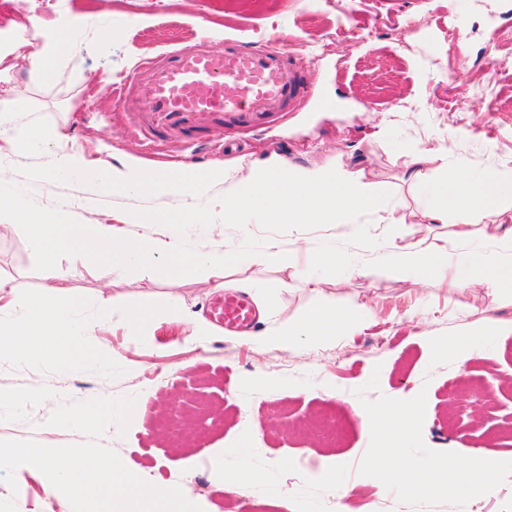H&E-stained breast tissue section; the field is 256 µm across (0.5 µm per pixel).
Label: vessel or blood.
Wrapping results in <instances>:
<instances>
[{
	"instance_id": "1",
	"label": "vessel or blood",
	"mask_w": 512,
	"mask_h": 512,
	"mask_svg": "<svg viewBox=\"0 0 512 512\" xmlns=\"http://www.w3.org/2000/svg\"><path fill=\"white\" fill-rule=\"evenodd\" d=\"M288 60L287 49L276 43L252 48L229 41L220 51L204 45L171 48L148 62V77L135 73L125 81L126 108L150 113L161 134L191 130L199 113L238 118L245 100L250 126L257 130L305 93ZM218 320L227 330L251 327L255 314L246 293L226 294Z\"/></svg>"
}]
</instances>
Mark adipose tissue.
<instances>
[{"label":"adipose tissue","instance_id":"ef3b65f1","mask_svg":"<svg viewBox=\"0 0 512 512\" xmlns=\"http://www.w3.org/2000/svg\"><path fill=\"white\" fill-rule=\"evenodd\" d=\"M31 27L33 36H18L14 51L26 62L31 80L40 82L44 80L46 70L66 64L73 35L69 30L37 21L32 22ZM7 143L14 152L26 154L55 148L54 176L84 173L102 192L186 198L188 214L202 223L210 220L206 202L212 185L226 181L229 175L228 168L219 164L210 165L205 174L197 178L170 169L154 170L133 158L97 168L90 165L83 151L70 147L68 136L55 126L21 127L14 130ZM434 158V149H413L404 163L409 180L427 200L420 223L444 224L449 212L460 211L492 224L501 208L512 206V174L490 171L439 184L432 180L427 169ZM260 211L277 224H348L358 237L363 234L362 226L357 222L362 214L382 211L389 220L402 222L406 219L398 206L385 201L375 185L365 181L358 172L334 163L300 167L281 160L253 169L247 181L236 184L233 194L224 198L223 221L237 225L245 234ZM2 216L10 218L12 228L26 232L31 249L43 258L49 277L58 281L64 280L69 273L68 268L57 262L59 253H67L71 262L83 263L96 245L108 252V261L101 268L103 278L140 269H161L171 282L179 281L188 272L220 276L226 269L246 260L254 264L278 265L287 253L283 242L275 237L266 238L259 250L248 253L237 247L201 252L176 233L131 238L127 225L158 224L164 220V212L152 208L126 215L120 225L104 221L72 224L55 209L46 207L33 211L20 194L0 192ZM370 248L391 274L410 272L421 280L447 277L443 264L445 248L437 241L425 237L408 242L374 240ZM471 267L481 282L491 286L493 297L512 295V229L498 238L495 255L476 254ZM84 306V301L49 292L43 294L23 318L1 319L0 357L25 361L39 348L51 363L63 369L111 363L112 357L105 348L91 342L93 328L81 316ZM372 319L370 307L363 303L342 310L320 304L308 309L298 321L281 323L259 336L257 342L285 349L304 341L323 344L352 333ZM235 454L237 466L223 473L225 491L249 496L268 488L267 475L251 465L249 443H242ZM503 467V462L494 457L479 456L462 465L427 453L407 455L402 449L393 447L382 448L374 465L383 483L401 485L411 494L435 487L451 500L480 497L490 476Z\"/></svg>","mask_w":512,"mask_h":512}]
</instances>
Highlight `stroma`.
I'll use <instances>...</instances> for the list:
<instances>
[{
	"mask_svg": "<svg viewBox=\"0 0 512 512\" xmlns=\"http://www.w3.org/2000/svg\"><path fill=\"white\" fill-rule=\"evenodd\" d=\"M229 3L0 0V20L67 22L78 41L52 80L32 83L21 66L8 74L12 96L31 105L19 123L64 128L94 164L129 156L159 167L226 164L232 179L214 187L217 197L275 158L364 170L408 217L391 224L382 214H363L366 238L440 239L453 256L451 274L466 279L467 287L375 270L366 238L354 236L347 224H258L245 239L233 224L213 229L191 222L179 197L106 198L85 178H52L55 149L16 155L0 165V188L20 193L32 209L50 206L78 224L157 208L169 222L136 224L133 232L160 237L175 231L200 251H255L263 238L283 240L292 251L289 262L242 265L229 274L252 281L262 296L257 332L296 321L320 301L340 309L363 302L374 319L331 344L258 346L250 335L228 336L215 325L210 308L222 290L214 281L189 276L172 284L148 271L106 280L97 268L80 266L58 282L57 291L85 301L83 315L96 324L94 339L110 348L116 364L68 372L37 357L21 363L0 359V388L46 386L55 393L24 419L0 422V440L85 442L81 432L49 426L58 396L133 394L137 403L126 436L109 429L102 445L147 481L179 486L203 512H305L309 500L318 512H336L341 505L347 512H512V470L494 476L474 500L451 501L434 489L387 492L367 468L377 443L363 419L399 395L416 412L404 443L407 454L512 460V436L506 434L512 429V300L492 302L489 288L471 284L466 262L470 250L491 251L496 224L512 226V208L493 225L468 222L457 212L444 224L415 223L425 200L402 166L403 154L414 147L440 146L448 160L431 164L437 181L462 169H512V27L506 24L512 0H241L235 9ZM107 27L112 38L105 41L101 32ZM228 38L255 47L277 39L303 62L299 74L307 95L261 131L201 115L193 134L177 129L156 139L142 115L124 111L109 91L169 45L202 43L220 50ZM464 224L471 239L462 244L455 233ZM322 234L349 264L371 267V274L350 277L307 267L304 241ZM0 279L10 286L4 298L12 306L0 313L7 318L24 313L44 291V269L22 231L0 237ZM314 279L319 288H311ZM104 301L115 309L101 320L97 312ZM146 304L179 308L182 317L135 329L122 310ZM474 334L491 342L458 373L436 344ZM244 442L254 448L252 463L268 474L273 492H225L221 471L236 465L232 450ZM331 460L351 489L342 499L311 479ZM10 498L17 512H34L44 499L70 512L38 472L12 486L0 479V500Z\"/></svg>",
	"mask_w": 512,
	"mask_h": 512,
	"instance_id": "obj_1",
	"label": "stroma"
}]
</instances>
